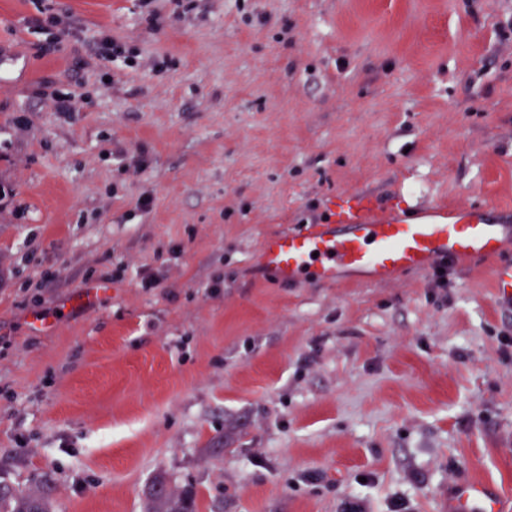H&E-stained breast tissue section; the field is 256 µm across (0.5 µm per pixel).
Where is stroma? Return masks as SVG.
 I'll return each instance as SVG.
<instances>
[{
  "label": "stroma",
  "mask_w": 512,
  "mask_h": 512,
  "mask_svg": "<svg viewBox=\"0 0 512 512\" xmlns=\"http://www.w3.org/2000/svg\"><path fill=\"white\" fill-rule=\"evenodd\" d=\"M38 2L0 0V478L51 474L54 512H143L160 472L198 512H443L467 480L512 512L490 264L258 260L339 192L512 208V0H57L51 55Z\"/></svg>",
  "instance_id": "obj_1"
}]
</instances>
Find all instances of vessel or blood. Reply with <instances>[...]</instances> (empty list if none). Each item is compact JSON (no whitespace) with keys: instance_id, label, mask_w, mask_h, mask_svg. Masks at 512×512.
Masks as SVG:
<instances>
[{"instance_id":"obj_1","label":"vessel or blood","mask_w":512,"mask_h":512,"mask_svg":"<svg viewBox=\"0 0 512 512\" xmlns=\"http://www.w3.org/2000/svg\"><path fill=\"white\" fill-rule=\"evenodd\" d=\"M441 258L493 261L495 301L512 309L511 209L498 217L464 203L408 214L367 193H340L330 199L324 223L268 236L259 250L262 265L284 284L337 283L345 272L388 283ZM448 512H504L501 493L481 480L459 483L450 492Z\"/></svg>"}]
</instances>
